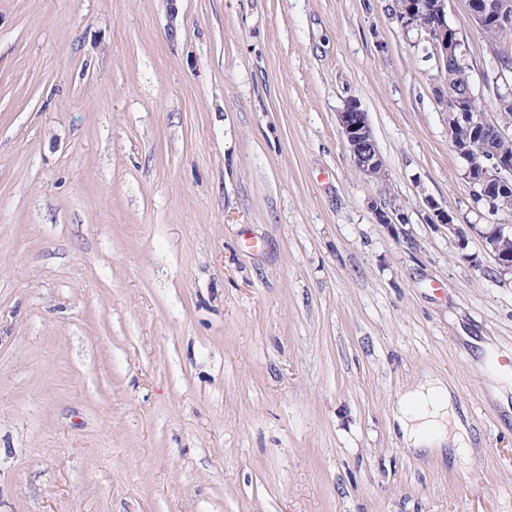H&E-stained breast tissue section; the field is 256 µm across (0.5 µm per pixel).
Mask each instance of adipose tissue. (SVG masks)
<instances>
[{"label":"adipose tissue","mask_w":512,"mask_h":512,"mask_svg":"<svg viewBox=\"0 0 512 512\" xmlns=\"http://www.w3.org/2000/svg\"><path fill=\"white\" fill-rule=\"evenodd\" d=\"M396 419L407 447L448 446L460 457L470 446L467 425L442 381L429 380L408 391L399 401Z\"/></svg>","instance_id":"adipose-tissue-1"}]
</instances>
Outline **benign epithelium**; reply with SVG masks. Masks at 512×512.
I'll use <instances>...</instances> for the list:
<instances>
[{
	"mask_svg": "<svg viewBox=\"0 0 512 512\" xmlns=\"http://www.w3.org/2000/svg\"><path fill=\"white\" fill-rule=\"evenodd\" d=\"M420 7V0H408L404 12L398 17V23L403 31L412 27V20ZM429 24L424 40L429 43L430 57L436 65L448 66V57L457 55L467 57L463 49L464 40L460 30L448 22V0H431ZM469 18L479 27L495 25L497 27L512 24L509 11H495L487 4L475 8L470 7ZM485 84L492 85L495 95L512 94V70L504 72L494 69L493 78H485ZM437 99L444 111L459 113L455 125L457 155L465 162L464 177L472 188V202L484 200L488 203L487 213L492 215L512 213V158L497 154H474L475 146L481 142L483 133L497 129L502 134L512 132V120L505 121L500 115H490L487 112L476 111V97L470 95L450 96L441 91ZM340 133L349 151L354 169L361 174L374 179L386 177L384 160L376 148L367 113L360 109L355 101L345 104L337 115ZM431 212V223L442 224L448 231L462 233L461 228L454 224V217L448 211L439 207L432 200L426 201ZM371 212L380 224H405L407 216L399 204L393 200H372ZM512 230V224H496L490 233H482L480 237L485 251L494 259L502 274L512 275V259H508L498 249L497 239L504 232Z\"/></svg>",
	"mask_w": 512,
	"mask_h": 512,
	"instance_id": "1",
	"label": "benign epithelium"
}]
</instances>
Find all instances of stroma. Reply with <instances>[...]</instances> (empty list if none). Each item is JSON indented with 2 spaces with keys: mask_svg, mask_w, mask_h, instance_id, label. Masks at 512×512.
Listing matches in <instances>:
<instances>
[{
  "mask_svg": "<svg viewBox=\"0 0 512 512\" xmlns=\"http://www.w3.org/2000/svg\"><path fill=\"white\" fill-rule=\"evenodd\" d=\"M392 4L0 0V512H512V276L425 201L512 217L472 209ZM429 376L464 465L394 426ZM337 120L354 169L369 178L383 180L385 163L376 148L367 113L357 102L349 101L338 112ZM370 205L371 212L380 224H403L407 221L403 209L394 200L382 201V199L372 200Z\"/></svg>",
  "mask_w": 512,
  "mask_h": 512,
  "instance_id": "stroma-1",
  "label": "stroma"
}]
</instances>
